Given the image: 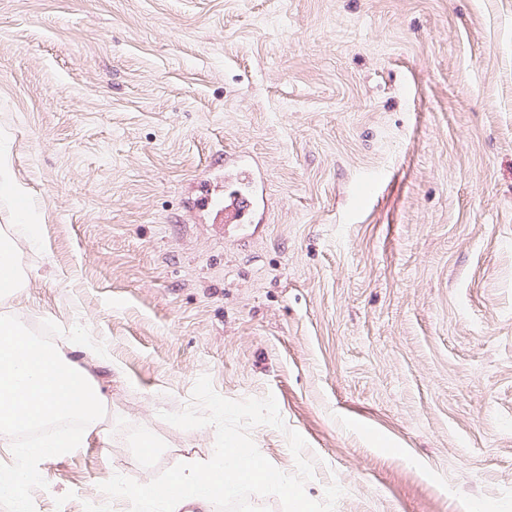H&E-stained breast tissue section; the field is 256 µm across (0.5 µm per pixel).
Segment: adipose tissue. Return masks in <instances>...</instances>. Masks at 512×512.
<instances>
[{"mask_svg": "<svg viewBox=\"0 0 512 512\" xmlns=\"http://www.w3.org/2000/svg\"><path fill=\"white\" fill-rule=\"evenodd\" d=\"M36 243L38 227L16 224L0 239V300L19 298L25 274L16 241ZM109 399L80 360L59 347L40 343L16 318L0 319V440L27 433L39 439L25 448L23 462L0 473V492L23 499L26 477L37 464L87 447L90 439L105 440L102 425ZM79 419L77 433L50 431V424Z\"/></svg>", "mask_w": 512, "mask_h": 512, "instance_id": "adipose-tissue-1", "label": "adipose tissue"}]
</instances>
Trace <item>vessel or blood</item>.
<instances>
[{
    "instance_id": "1",
    "label": "vessel or blood",
    "mask_w": 512,
    "mask_h": 512,
    "mask_svg": "<svg viewBox=\"0 0 512 512\" xmlns=\"http://www.w3.org/2000/svg\"><path fill=\"white\" fill-rule=\"evenodd\" d=\"M222 186L205 179L198 208L209 215L221 235L245 239L253 224L261 222L267 200L261 171L234 156L224 165Z\"/></svg>"
}]
</instances>
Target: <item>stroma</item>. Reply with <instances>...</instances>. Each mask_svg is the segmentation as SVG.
Listing matches in <instances>:
<instances>
[{
  "label": "stroma",
  "mask_w": 512,
  "mask_h": 512,
  "mask_svg": "<svg viewBox=\"0 0 512 512\" xmlns=\"http://www.w3.org/2000/svg\"><path fill=\"white\" fill-rule=\"evenodd\" d=\"M0 154V232L40 228L0 315L93 339L112 410L0 512H130L109 469L210 459L160 417L203 374L274 396L335 512H512V0H0ZM235 155L243 244L195 208ZM284 431L249 434L291 474Z\"/></svg>",
  "instance_id": "stroma-1"
}]
</instances>
